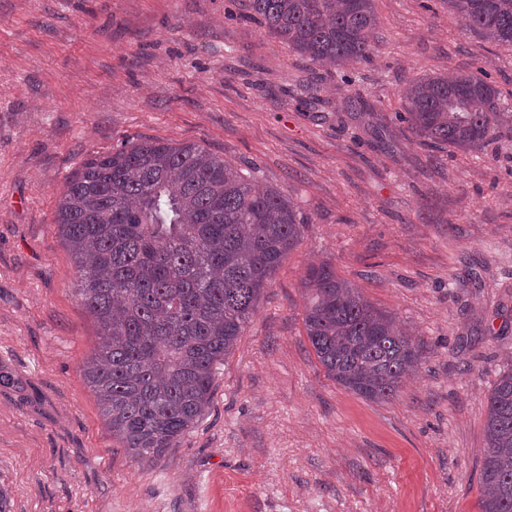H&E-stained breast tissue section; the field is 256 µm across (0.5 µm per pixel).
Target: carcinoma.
Listing matches in <instances>:
<instances>
[{
  "label": "carcinoma",
  "instance_id": "obj_1",
  "mask_svg": "<svg viewBox=\"0 0 512 512\" xmlns=\"http://www.w3.org/2000/svg\"><path fill=\"white\" fill-rule=\"evenodd\" d=\"M248 15L315 63L374 53L373 0H242ZM466 27L512 44V0H448ZM500 93L463 74L412 81L403 119L423 143L478 149L499 125ZM55 224L78 295L104 342L82 366L112 437L137 462L177 446L208 408L216 365L256 313L305 220L191 143H126L86 159L66 182ZM304 326L328 376L372 401L393 399L420 365L395 319L329 263L309 267ZM482 512H512V369L488 396Z\"/></svg>",
  "mask_w": 512,
  "mask_h": 512
}]
</instances>
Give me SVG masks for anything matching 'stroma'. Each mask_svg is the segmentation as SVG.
<instances>
[{"mask_svg": "<svg viewBox=\"0 0 512 512\" xmlns=\"http://www.w3.org/2000/svg\"><path fill=\"white\" fill-rule=\"evenodd\" d=\"M377 50L334 67L238 0H0V483L12 512H482L487 399L512 366V44L446 0H374ZM476 73L503 118L419 143L414 79ZM363 98L373 113L347 103ZM196 143L306 219L177 447L137 462L82 365L102 342L55 226L67 179L125 141ZM327 262L423 350L389 401L330 378L304 328Z\"/></svg>", "mask_w": 512, "mask_h": 512, "instance_id": "obj_1", "label": "stroma"}]
</instances>
